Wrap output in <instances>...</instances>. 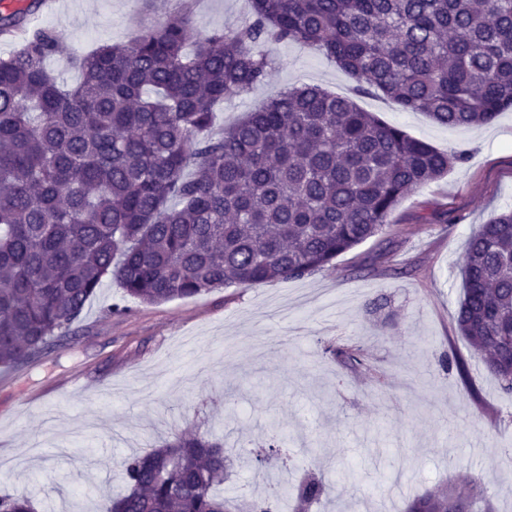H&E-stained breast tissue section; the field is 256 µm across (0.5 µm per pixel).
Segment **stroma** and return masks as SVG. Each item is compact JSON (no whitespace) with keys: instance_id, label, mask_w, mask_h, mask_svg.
Masks as SVG:
<instances>
[{"instance_id":"obj_1","label":"stroma","mask_w":512,"mask_h":512,"mask_svg":"<svg viewBox=\"0 0 512 512\" xmlns=\"http://www.w3.org/2000/svg\"><path fill=\"white\" fill-rule=\"evenodd\" d=\"M34 28L61 37L45 61L60 80L80 72L72 56L125 42L142 23L174 15L179 0H60ZM249 0H194L193 25L207 33L250 18ZM267 81L225 102L221 131L285 88L315 84L355 96V80L298 44L269 46ZM358 106L465 163L406 197L389 234L390 254L371 238L334 265L297 279L233 285L193 298L130 302L104 280L87 303L77 339L16 370H0V494L26 493L41 512H106L123 489L120 463L181 432L216 433L231 457L228 486L267 470L244 465L240 448L265 445L278 422L299 468L334 487L320 512H403L436 484L486 486L494 512H512V398L452 321L462 295L468 238L512 208V111L492 123L452 128L403 112L382 95ZM447 211V223L427 222ZM361 348L366 370L324 355V343ZM459 358L465 374L444 371ZM234 393L226 402V393Z\"/></svg>"}]
</instances>
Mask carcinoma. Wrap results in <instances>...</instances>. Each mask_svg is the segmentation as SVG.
Listing matches in <instances>:
<instances>
[{
	"instance_id": "carcinoma-1",
	"label": "carcinoma",
	"mask_w": 512,
	"mask_h": 512,
	"mask_svg": "<svg viewBox=\"0 0 512 512\" xmlns=\"http://www.w3.org/2000/svg\"><path fill=\"white\" fill-rule=\"evenodd\" d=\"M235 30L176 18L126 44L77 58L69 86L44 66L59 38L30 35L0 58V368L32 363L76 337L73 325L109 278L125 302L158 304L229 285L260 287L322 271L384 235L399 202L467 160L381 121L350 97L288 88L219 135L224 100L267 79L268 43H297L405 112L450 127L512 111V0H252ZM194 165L193 176L184 169ZM459 333L512 396V208L466 244ZM324 352L362 368L361 349ZM271 444L247 454L278 466ZM125 492L108 512H230L224 441L166 440L121 462ZM325 494L311 476H280L248 512H311ZM492 512L476 483L436 487L405 512ZM0 512H35L0 495Z\"/></svg>"
}]
</instances>
